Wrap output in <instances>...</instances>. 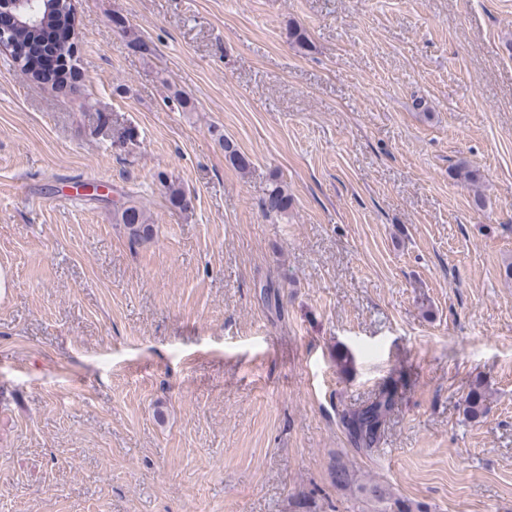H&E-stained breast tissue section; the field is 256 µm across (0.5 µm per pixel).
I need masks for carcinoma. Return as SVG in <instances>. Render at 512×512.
<instances>
[{
    "instance_id": "1",
    "label": "carcinoma",
    "mask_w": 512,
    "mask_h": 512,
    "mask_svg": "<svg viewBox=\"0 0 512 512\" xmlns=\"http://www.w3.org/2000/svg\"><path fill=\"white\" fill-rule=\"evenodd\" d=\"M72 21L71 7L65 5L48 13L45 25L38 30L23 29L16 34L18 45L42 47V32L50 27L70 28ZM225 156L240 171L250 168V160L229 142L223 144ZM451 177L459 184L473 189L480 182V172L465 161H460L451 171ZM293 198L281 183L274 182L262 199L261 207L265 214L283 216L292 207ZM123 224L129 243L133 246L149 241L154 236V225L141 208L133 201H128L121 212ZM405 384L402 376L392 378L366 405L347 412L344 421L353 441L359 450L368 451L376 446L381 438L388 415L397 404ZM465 410L473 418L482 417L487 413L484 394L474 389L465 399ZM332 479L336 486L351 490L353 488L364 494L372 512H423L422 506L395 496L391 487L372 484L368 487L355 486L354 474L347 464L336 461L332 465Z\"/></svg>"
}]
</instances>
